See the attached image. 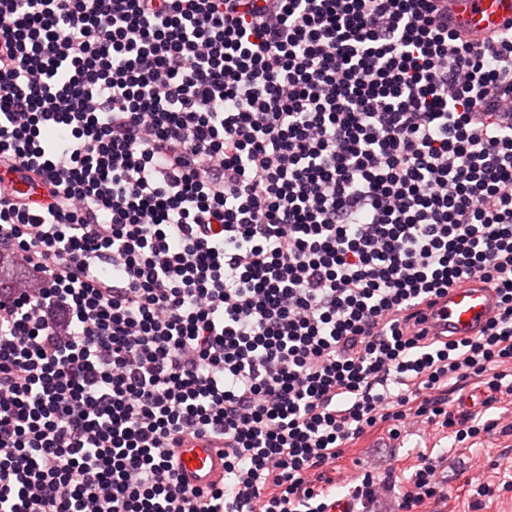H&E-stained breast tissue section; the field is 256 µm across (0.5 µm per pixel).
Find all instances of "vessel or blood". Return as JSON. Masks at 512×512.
I'll list each match as a JSON object with an SVG mask.
<instances>
[{
    "instance_id": "vessel-or-blood-1",
    "label": "vessel or blood",
    "mask_w": 512,
    "mask_h": 512,
    "mask_svg": "<svg viewBox=\"0 0 512 512\" xmlns=\"http://www.w3.org/2000/svg\"><path fill=\"white\" fill-rule=\"evenodd\" d=\"M448 20L475 41L512 32V0H448ZM429 332L472 336L497 315L496 295L480 284L449 289L424 308ZM176 473L191 490L207 493L224 474V444L211 437L186 440L178 449Z\"/></svg>"
}]
</instances>
